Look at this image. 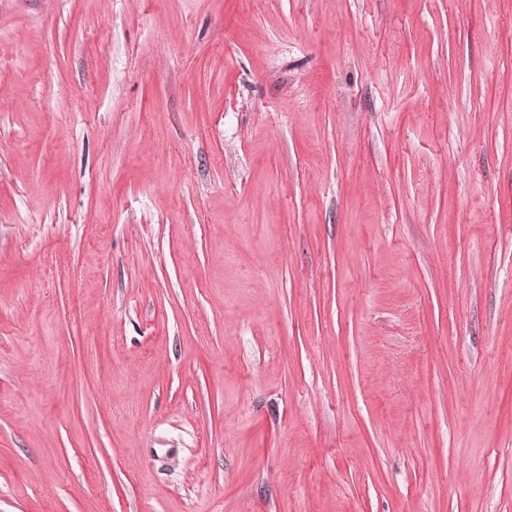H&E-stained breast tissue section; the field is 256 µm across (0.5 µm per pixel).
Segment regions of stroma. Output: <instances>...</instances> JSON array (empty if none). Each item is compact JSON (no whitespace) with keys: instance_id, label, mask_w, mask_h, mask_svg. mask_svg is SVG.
I'll use <instances>...</instances> for the list:
<instances>
[{"instance_id":"obj_1","label":"stroma","mask_w":512,"mask_h":512,"mask_svg":"<svg viewBox=\"0 0 512 512\" xmlns=\"http://www.w3.org/2000/svg\"><path fill=\"white\" fill-rule=\"evenodd\" d=\"M0 512H512V0H0Z\"/></svg>"}]
</instances>
